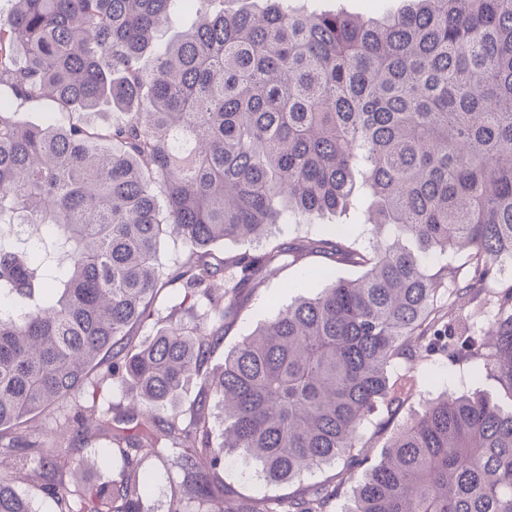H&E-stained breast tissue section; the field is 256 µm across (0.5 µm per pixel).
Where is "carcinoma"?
Masks as SVG:
<instances>
[{
    "instance_id": "cac0c4a2",
    "label": "carcinoma",
    "mask_w": 512,
    "mask_h": 512,
    "mask_svg": "<svg viewBox=\"0 0 512 512\" xmlns=\"http://www.w3.org/2000/svg\"><path fill=\"white\" fill-rule=\"evenodd\" d=\"M0 9V428L76 400L106 353V377L131 415L173 405L192 375L202 392L188 423L138 434L75 403L77 427L112 432L124 466L106 486L63 482L58 449L84 460L68 432L20 431L5 451L0 512H33L15 483L35 453L54 512H143L144 458L171 454V512H329L340 485L240 502L212 478L229 457L290 485L338 461L365 467L341 512H512V411L444 395L397 428L374 465L364 423L382 433L416 388L419 362L448 353L496 377L512 397V0H411L360 20L265 0H8ZM197 22L163 42L164 18ZM73 114L107 101L106 130L72 119L33 126L23 105ZM358 214L329 238L280 240L279 224ZM173 229L185 261L164 274ZM266 241L215 266L221 241ZM463 254L467 277L440 262ZM327 253L363 269L274 317L203 372L227 325L271 269ZM220 279L224 288L212 283ZM185 290L196 323L135 344L161 292ZM492 292L485 330L452 334L453 316ZM224 429L215 442L209 403Z\"/></svg>"
}]
</instances>
